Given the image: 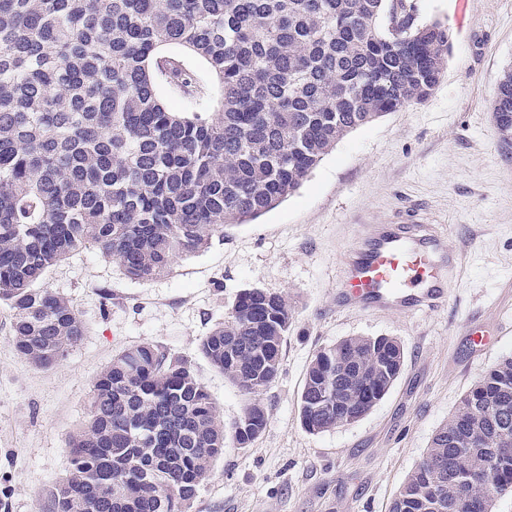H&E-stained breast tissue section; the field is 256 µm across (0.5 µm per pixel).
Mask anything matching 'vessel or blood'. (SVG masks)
I'll use <instances>...</instances> for the list:
<instances>
[{"label": "vessel or blood", "mask_w": 512, "mask_h": 512, "mask_svg": "<svg viewBox=\"0 0 512 512\" xmlns=\"http://www.w3.org/2000/svg\"><path fill=\"white\" fill-rule=\"evenodd\" d=\"M461 268L436 224L408 214L393 224H363L336 283L337 307L409 317L437 311Z\"/></svg>", "instance_id": "1"}]
</instances>
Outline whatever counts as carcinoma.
Here are the masks:
<instances>
[{"mask_svg":"<svg viewBox=\"0 0 512 512\" xmlns=\"http://www.w3.org/2000/svg\"><path fill=\"white\" fill-rule=\"evenodd\" d=\"M451 47L412 0H0V303L17 353L49 369L85 334L70 300L44 287L60 261L92 247L131 279L169 273L224 226L278 206L353 130L426 100ZM493 109L511 148L512 67ZM293 321L283 296L250 288L203 340L248 396L229 431L186 361L150 343L115 356L93 381L52 512H186L226 438L246 447L264 430L256 396ZM404 359L386 336L320 350L304 428L363 418ZM476 472L495 494L470 483ZM510 493L512 355L462 398L390 512H492Z\"/></svg>","mask_w":512,"mask_h":512,"instance_id":"cac0c4a2","label":"carcinoma"}]
</instances>
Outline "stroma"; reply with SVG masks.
<instances>
[{
  "label": "stroma",
  "instance_id": "35a3bbf8",
  "mask_svg": "<svg viewBox=\"0 0 512 512\" xmlns=\"http://www.w3.org/2000/svg\"><path fill=\"white\" fill-rule=\"evenodd\" d=\"M415 3L420 22L444 23L453 38L425 102L357 128L278 207L225 226L164 276L130 279L93 248L52 267L45 287L72 301L86 331L51 369L17 354L11 311L0 305V512H49L92 381L123 350L149 342L189 361L232 425L247 398L201 343L248 288L283 295L294 323L278 377L259 396L265 429L248 447L226 443L189 512H389L437 429L512 355V151L493 116L512 65V0ZM405 213L445 225L449 246L465 254L446 307L411 319L337 312L340 258L358 225ZM478 333L484 345H474ZM354 336L397 340L402 371L358 422L308 432L299 416L306 370L318 351Z\"/></svg>",
  "mask_w": 512,
  "mask_h": 512
}]
</instances>
